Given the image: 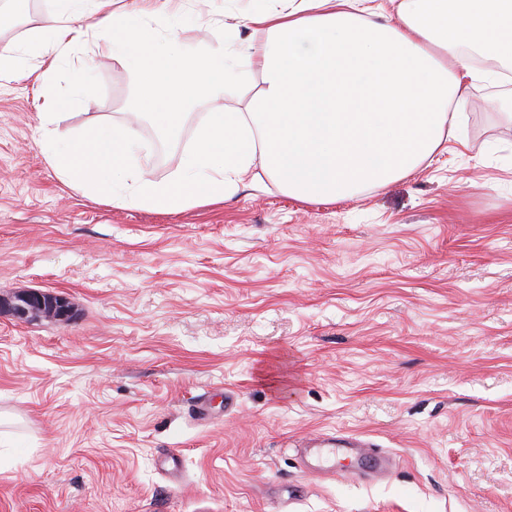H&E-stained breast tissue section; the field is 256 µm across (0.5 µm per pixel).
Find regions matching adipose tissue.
Returning <instances> with one entry per match:
<instances>
[{
  "mask_svg": "<svg viewBox=\"0 0 512 512\" xmlns=\"http://www.w3.org/2000/svg\"><path fill=\"white\" fill-rule=\"evenodd\" d=\"M40 32L0 72L28 57L76 58L85 37L106 36L132 68L137 119L177 140L193 101L214 100L176 177L155 182L135 171L132 124L86 128L77 147L58 149L60 110L38 113L41 146L56 171L118 207L173 212L223 203L268 172L289 195L333 201L363 186L407 176L452 137L462 88L482 80L464 53L475 47L512 60V0H399L394 16L358 14L356 0H271L201 57L185 54L170 25L179 0H57ZM454 67H447V59ZM257 72L262 86L245 107L223 106L228 90Z\"/></svg>",
  "mask_w": 512,
  "mask_h": 512,
  "instance_id": "1",
  "label": "adipose tissue"
}]
</instances>
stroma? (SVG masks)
Wrapping results in <instances>:
<instances>
[{
	"label": "stroma",
	"mask_w": 512,
	"mask_h": 512,
	"mask_svg": "<svg viewBox=\"0 0 512 512\" xmlns=\"http://www.w3.org/2000/svg\"><path fill=\"white\" fill-rule=\"evenodd\" d=\"M256 0H184L205 53ZM55 0H0V49ZM82 66L0 75V297H64L68 321L0 315V512H512V64L466 90L458 139L415 172L333 203L270 176L218 205L120 208L66 182L38 144L125 123L136 86L110 40ZM211 103L177 142L137 127L146 177L174 178ZM356 436L382 480L310 471L309 440ZM177 457L182 475H165Z\"/></svg>",
	"instance_id": "35a3bbf8"
}]
</instances>
